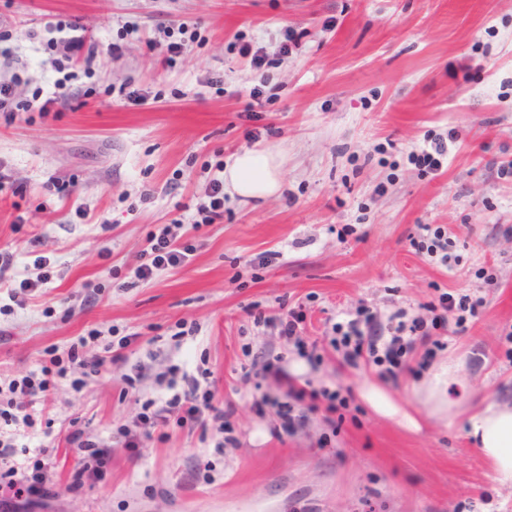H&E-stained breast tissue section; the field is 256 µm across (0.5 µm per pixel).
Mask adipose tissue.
Listing matches in <instances>:
<instances>
[{
	"instance_id": "obj_1",
	"label": "adipose tissue",
	"mask_w": 512,
	"mask_h": 512,
	"mask_svg": "<svg viewBox=\"0 0 512 512\" xmlns=\"http://www.w3.org/2000/svg\"><path fill=\"white\" fill-rule=\"evenodd\" d=\"M224 186L229 193L245 198H263L279 187L272 156L247 151L224 168ZM457 365H440L424 381L426 401L433 414L447 426H454L457 409L467 391L457 376ZM467 434L478 444L494 466L500 484L512 486V409L488 403L468 419Z\"/></svg>"
}]
</instances>
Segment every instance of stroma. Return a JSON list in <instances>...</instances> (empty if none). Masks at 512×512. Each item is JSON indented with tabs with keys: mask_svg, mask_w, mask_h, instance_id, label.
I'll return each mask as SVG.
<instances>
[{
	"mask_svg": "<svg viewBox=\"0 0 512 512\" xmlns=\"http://www.w3.org/2000/svg\"><path fill=\"white\" fill-rule=\"evenodd\" d=\"M60 18L125 52L78 71L48 117L0 112V248L15 252L19 277L35 276L39 256L52 274L26 309L0 311V404L8 382L39 369L48 349L95 331L89 353L108 344L126 363L78 391L59 383L36 418L76 419L109 439L140 410L122 396V374L139 361L164 372L180 341L213 371L218 398L235 400L239 443L218 453L176 431L137 458L114 450L104 477L76 491L80 456L63 445L50 459L53 496L29 504L0 492V512H465L468 503L512 512V486L464 436L467 406L449 429L421 378L386 385L339 358L311 368L255 326L253 310L306 302L315 338L362 305L421 315L442 291L484 296L480 319L437 360L458 363L473 393L512 406V178L496 169L512 162V0H0V30L32 31L9 43L28 65L23 96L53 89L46 26ZM182 21L197 36L166 63L148 44ZM287 27L303 39L284 56ZM241 37L273 65L241 56ZM125 83L144 101L121 95ZM77 94L87 99L80 109ZM428 133L448 144L435 178L408 159ZM246 151L274 156L279 190L226 195L223 223L192 237L189 264L132 284L149 235L176 218L191 223L222 163ZM56 180L71 182L70 198L49 191ZM14 183L26 189L17 209ZM420 224L450 231L459 262L446 268L413 253L408 237ZM270 250L279 263L255 268ZM489 278L497 287H484ZM86 280L102 291L84 306ZM193 324L197 335L180 337ZM261 348L285 353L288 375L314 389H351L338 435L317 419L283 444L272 417L250 411L255 387L241 367ZM372 389L418 428L377 412ZM326 436L333 448L319 450Z\"/></svg>",
	"mask_w": 512,
	"mask_h": 512,
	"instance_id": "obj_1",
	"label": "stroma"
}]
</instances>
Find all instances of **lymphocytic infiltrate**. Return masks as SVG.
<instances>
[{"label":"lymphocytic infiltrate","instance_id":"obj_1","mask_svg":"<svg viewBox=\"0 0 512 512\" xmlns=\"http://www.w3.org/2000/svg\"><path fill=\"white\" fill-rule=\"evenodd\" d=\"M76 23L61 19L48 24L49 38L45 48L55 51L64 48V60L90 61L98 53L117 56L122 52L119 43L99 44L76 35ZM64 60H53L56 71H63ZM18 59L5 54L0 64L11 69ZM20 75L0 77V108L11 105L16 111L39 112L48 116L57 103L56 95L46 96L40 103L20 98L18 87ZM410 245L416 253L426 255L440 265H448L453 255L454 241L441 229L421 224ZM195 251L194 245L176 241L169 231L150 235L148 246L143 251L133 276L137 281H150L156 270L186 265ZM14 256L0 252V291H6L10 300L18 308H26L27 295L47 284L50 274L45 269L46 261L36 258V277L14 280L11 270ZM485 301L461 291L441 293L436 303L430 304L429 317L409 316L405 310H397L387 320H380L377 313L361 307L354 319L349 320L347 329L328 340L306 342L302 334L309 320L304 306H297L281 315H269L259 311L254 315L256 325L274 330L278 338L292 342L297 354L310 365H317L329 356L331 351H343L344 360L357 364L358 360L371 362L378 368L377 376L386 383H396L404 373L420 374L446 347L444 341L448 333V314L457 312V327H464L468 319L476 317ZM86 337H79L62 353L51 354L39 371L30 372L13 380L9 388L20 393L22 402L13 403L10 409L0 408V489L13 498L25 501H39L51 496L52 484L46 471L44 459L51 450L40 444L35 449L36 458L30 465L16 462V436L10 433V426L34 428L36 419L30 411V402L35 398L46 397L50 388L66 380L75 373L83 376H97L107 367L115 365L117 356L86 355ZM122 380L128 389L138 394L140 412L135 420L116 426L111 443H103L76 424L61 428L60 436L67 446L78 449L82 455L81 469L73 474V486H80L83 471L99 469L112 448L140 453L146 440H165L171 431L202 429L210 433L216 447L237 443L231 418L237 407L229 401L216 398L213 372L207 368H197L188 372L178 366H170L160 376L150 377L144 365L138 364L132 373L123 375ZM348 399L340 391L327 389L317 391L298 382L287 383L284 390L265 392L253 396L250 409L257 415L274 413L277 418L275 435L278 439L293 438L302 434L310 424L313 415H321L323 422L332 430H339L344 422L342 409L347 408Z\"/></svg>","mask_w":512,"mask_h":512}]
</instances>
